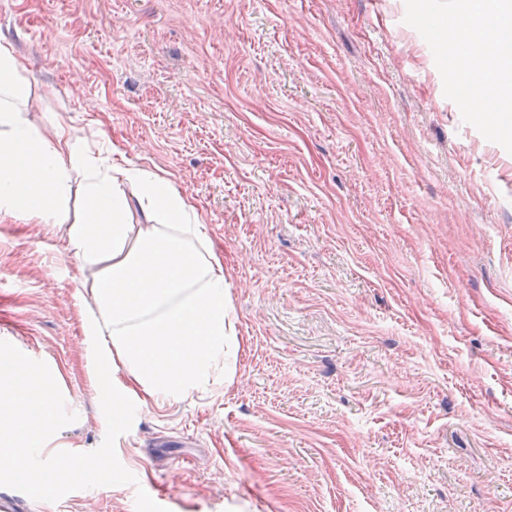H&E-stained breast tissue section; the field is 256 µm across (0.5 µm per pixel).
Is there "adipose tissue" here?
<instances>
[{"label":"adipose tissue","instance_id":"1","mask_svg":"<svg viewBox=\"0 0 512 512\" xmlns=\"http://www.w3.org/2000/svg\"><path fill=\"white\" fill-rule=\"evenodd\" d=\"M24 61L0 44V218L63 228L90 282L84 313L112 364L113 427L138 395L177 400L206 389L238 342L224 311L228 282L189 195L158 171L121 166L113 150L91 153L57 126L44 136L30 119ZM84 211L70 220L73 186ZM138 204L144 221L129 220Z\"/></svg>","mask_w":512,"mask_h":512}]
</instances>
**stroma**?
Instances as JSON below:
<instances>
[{
  "instance_id": "stroma-1",
  "label": "stroma",
  "mask_w": 512,
  "mask_h": 512,
  "mask_svg": "<svg viewBox=\"0 0 512 512\" xmlns=\"http://www.w3.org/2000/svg\"><path fill=\"white\" fill-rule=\"evenodd\" d=\"M404 0H0L30 118L193 199L228 382L137 401V485L36 512H512V154L462 121ZM78 259L0 220V340L106 434Z\"/></svg>"
}]
</instances>
